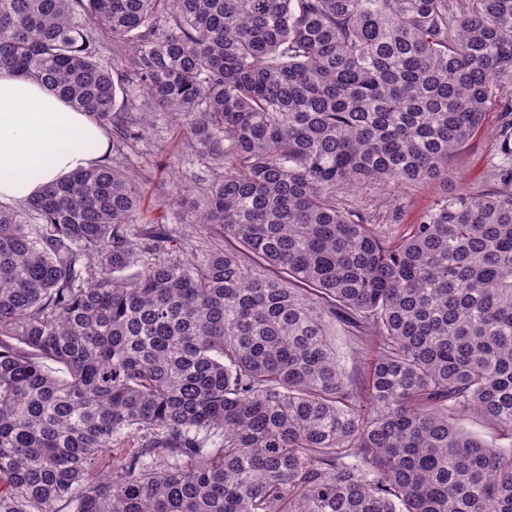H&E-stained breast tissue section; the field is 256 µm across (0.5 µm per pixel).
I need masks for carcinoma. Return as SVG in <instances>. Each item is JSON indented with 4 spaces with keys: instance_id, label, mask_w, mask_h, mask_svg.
<instances>
[{
    "instance_id": "obj_1",
    "label": "carcinoma",
    "mask_w": 512,
    "mask_h": 512,
    "mask_svg": "<svg viewBox=\"0 0 512 512\" xmlns=\"http://www.w3.org/2000/svg\"><path fill=\"white\" fill-rule=\"evenodd\" d=\"M0 70L115 153L180 126L225 241L140 227L106 162L0 205V512H512V122L501 188L398 241L337 203L448 170L512 0H0Z\"/></svg>"
}]
</instances>
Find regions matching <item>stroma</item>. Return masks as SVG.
<instances>
[{"instance_id":"35a3bbf8","label":"stroma","mask_w":512,"mask_h":512,"mask_svg":"<svg viewBox=\"0 0 512 512\" xmlns=\"http://www.w3.org/2000/svg\"><path fill=\"white\" fill-rule=\"evenodd\" d=\"M507 102H512V73L500 78L499 90L481 129L449 160L447 175L398 188L371 184L349 189L339 195L342 208L370 216L384 236L396 240L440 198L462 191L496 190L502 106ZM115 163L137 173L142 219L146 222L161 217L160 205L172 189H179L183 198H196L198 190L190 175L206 169L205 160L192 155L182 130L164 120Z\"/></svg>"}]
</instances>
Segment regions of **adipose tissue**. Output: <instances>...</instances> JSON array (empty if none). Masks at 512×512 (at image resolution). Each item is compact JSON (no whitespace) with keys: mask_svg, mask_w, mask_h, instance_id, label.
I'll return each instance as SVG.
<instances>
[{"mask_svg":"<svg viewBox=\"0 0 512 512\" xmlns=\"http://www.w3.org/2000/svg\"><path fill=\"white\" fill-rule=\"evenodd\" d=\"M91 117L42 84L0 72V202L19 203L102 159Z\"/></svg>","mask_w":512,"mask_h":512,"instance_id":"obj_1","label":"adipose tissue"}]
</instances>
